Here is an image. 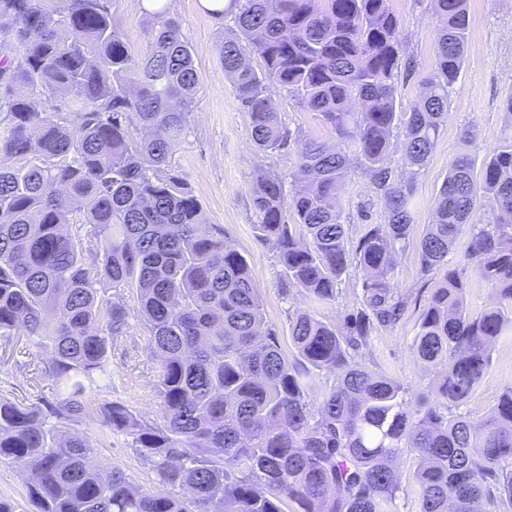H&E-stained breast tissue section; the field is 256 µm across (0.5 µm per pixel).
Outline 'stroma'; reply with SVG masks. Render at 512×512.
Returning <instances> with one entry per match:
<instances>
[{
	"label": "stroma",
	"mask_w": 512,
	"mask_h": 512,
	"mask_svg": "<svg viewBox=\"0 0 512 512\" xmlns=\"http://www.w3.org/2000/svg\"><path fill=\"white\" fill-rule=\"evenodd\" d=\"M168 5L182 22L197 72L196 107L190 133L175 155L176 163L201 202L205 223L222 225L228 240L247 260L266 320L277 331L285 354L293 355L290 317L306 311L327 322H342L358 303L363 273L349 268L338 298L328 304L315 303L298 289L286 292L280 288L276 251L254 233L250 186L263 171L288 173L295 149L290 146L280 154L265 156L252 141L249 114L237 100L218 57L219 44L233 30L230 17L208 13L205 0H168ZM389 5L400 20V40L410 63L400 86L398 108L404 111L424 91L423 80L432 65L436 16L433 0H390ZM468 9L471 27L466 61L450 94L448 120L418 181L408 244L397 257L394 283L409 294L408 309L394 328L375 339L371 356L362 361L366 369L386 373L408 388L413 398L425 391L433 377L412 347L419 316L431 294L420 278L419 242L433 221V199L458 153L465 150L480 160L512 135V114L502 108L503 99L512 94V0H468ZM113 10L123 25L131 56L142 57L149 46L142 0H114ZM271 97L291 131L335 144L334 135L303 109L294 94L276 88ZM467 127L477 133L469 143L461 138ZM339 203L351 234H358L364 222L377 223L382 218V203L358 166H351ZM124 301L132 312L131 327L113 349L107 373L98 375L88 396L96 404L108 399L126 403L150 420L160 415L153 389L156 361L134 315L135 292L125 291ZM43 357L42 350L27 339L9 345L0 342V397L22 402L39 396L55 400L57 387L39 373ZM511 388L512 338L493 347L489 367L467 402L466 413L474 421L487 418L500 395ZM89 437L97 450L96 463L119 468L135 486L166 493V486L155 480L137 455L130 437L101 431L90 432Z\"/></svg>",
	"instance_id": "obj_1"
}]
</instances>
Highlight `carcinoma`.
I'll use <instances>...</instances> for the list:
<instances>
[{
    "label": "carcinoma",
    "instance_id": "1",
    "mask_svg": "<svg viewBox=\"0 0 512 512\" xmlns=\"http://www.w3.org/2000/svg\"><path fill=\"white\" fill-rule=\"evenodd\" d=\"M112 2L0 0V337L45 350L41 371L63 390L51 403L0 398V460L30 472L34 512H398L393 462L405 452L417 461L419 512L511 509L502 463L512 460V388L483 421L457 408L481 383L493 345L512 336V311L468 309L483 286L512 304V137L479 165L454 157L434 198L420 272L440 280L413 350L435 378L417 408L400 383L359 362L408 305L393 283L396 256L466 59L467 0H434V65L407 112L397 111L403 49L389 0H225L210 9L233 16L218 54L257 150L296 146L291 195L275 172L251 187L255 236L276 249L281 288L326 303L349 267L365 272L342 324L308 313L290 321L292 359L266 324L246 259L224 228L201 223L199 199L173 162L197 94L180 19L152 0L149 50L135 61ZM274 87L354 147L384 201L383 222L364 225L356 243L338 203L348 154L292 136L273 108ZM395 129L403 177L387 166ZM463 238L474 281L448 264ZM105 285L114 290L106 300ZM125 289L137 293L159 358L158 421L120 401L89 403L95 375L130 328ZM320 374L332 384L315 408L308 395ZM87 424L130 436L170 493L135 490L120 469L94 464L86 433L64 435Z\"/></svg>",
    "mask_w": 512,
    "mask_h": 512
}]
</instances>
